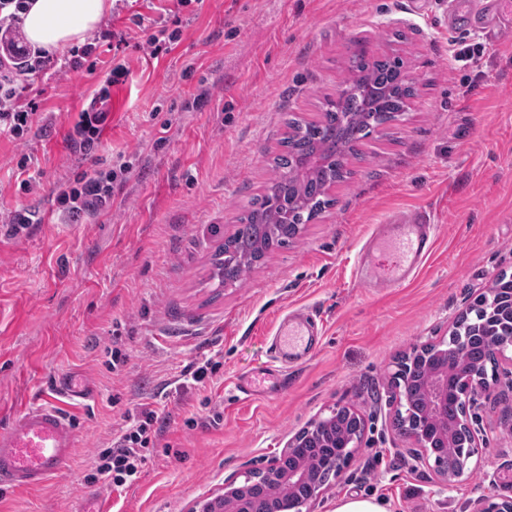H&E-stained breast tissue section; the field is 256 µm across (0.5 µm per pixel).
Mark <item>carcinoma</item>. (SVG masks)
I'll use <instances>...</instances> for the list:
<instances>
[{
  "mask_svg": "<svg viewBox=\"0 0 512 512\" xmlns=\"http://www.w3.org/2000/svg\"><path fill=\"white\" fill-rule=\"evenodd\" d=\"M348 72L344 84L349 86V91L338 99H326L319 121L309 122L294 113L288 115L287 132L280 141L282 150L271 159L272 175L264 192L251 199L249 207L238 217V229L213 258L212 279L218 281V286H235L267 253L295 238L300 225L331 207L329 188L350 175L345 167L346 157L357 154L356 144L361 139L400 120L418 93L403 58L394 51L354 52ZM491 290L501 301L500 307L506 308L512 295V279L497 278ZM486 309V304L475 303L462 317V328L471 330L481 323ZM466 357L485 376L488 369L496 367L485 336L471 338ZM406 411L420 424L425 435H431L435 420L426 415L421 400L412 402ZM466 438V432L460 431L448 440V447L442 449L447 466H453ZM335 456V449L318 448L307 440L295 450L292 460L326 477ZM272 495V500L259 499L255 512H279L288 503V486L275 488Z\"/></svg>",
  "mask_w": 512,
  "mask_h": 512,
  "instance_id": "cac0c4a2",
  "label": "carcinoma"
}]
</instances>
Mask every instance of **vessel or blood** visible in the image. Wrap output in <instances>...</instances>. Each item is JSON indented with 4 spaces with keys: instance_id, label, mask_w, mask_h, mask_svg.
Segmentation results:
<instances>
[{
    "instance_id": "vessel-or-blood-1",
    "label": "vessel or blood",
    "mask_w": 512,
    "mask_h": 512,
    "mask_svg": "<svg viewBox=\"0 0 512 512\" xmlns=\"http://www.w3.org/2000/svg\"><path fill=\"white\" fill-rule=\"evenodd\" d=\"M448 21L463 27L497 32L512 31V0H487L482 10L466 9L462 0H450ZM433 225L421 212L395 213L378 225L358 262L359 269L370 270L378 285L395 288L406 282L433 251ZM316 346L307 326L283 319L272 346L279 361L302 360ZM52 399L26 408L0 433V487L20 490L42 484L60 472L77 443L73 419L60 408V397L85 401L89 390L61 377L52 388Z\"/></svg>"
}]
</instances>
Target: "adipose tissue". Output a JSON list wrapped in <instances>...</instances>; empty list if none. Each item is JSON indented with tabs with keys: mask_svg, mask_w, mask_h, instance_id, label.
<instances>
[{
	"mask_svg": "<svg viewBox=\"0 0 512 512\" xmlns=\"http://www.w3.org/2000/svg\"><path fill=\"white\" fill-rule=\"evenodd\" d=\"M109 0H28L22 26L33 46L65 51L105 19Z\"/></svg>",
	"mask_w": 512,
	"mask_h": 512,
	"instance_id": "obj_1",
	"label": "adipose tissue"
}]
</instances>
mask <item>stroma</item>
<instances>
[{
  "mask_svg": "<svg viewBox=\"0 0 512 512\" xmlns=\"http://www.w3.org/2000/svg\"><path fill=\"white\" fill-rule=\"evenodd\" d=\"M177 32L150 57L101 43L94 70L34 77L49 126L0 139V214L24 208L37 222L12 238L0 228V430L67 373L91 401L63 400L76 421L74 454L41 486L0 490V512H195L224 480L265 467L310 422L346 405L366 419L353 455L310 512L344 498H372L387 512H473L512 496V365L497 364L475 390L467 418L477 467L454 487L409 453L395 423L391 377L401 357L446 339L453 321L503 273L512 275V34L448 28V0H112L105 27L139 36ZM417 77L409 112L379 129L330 189L336 203L303 225L233 288L210 277L215 251L271 175L295 112L316 119L335 94L354 41L387 48L395 31ZM480 46L449 64L452 47ZM109 119L82 155L68 134L113 68ZM211 92L196 108L198 89ZM36 179L21 188L16 163ZM125 158L132 170L99 215L72 220L61 182ZM422 211L435 224L433 255L396 288L355 279L375 224ZM317 316L320 344L298 364L270 357L281 319ZM126 356L112 368V349ZM222 360L206 386H184L190 362ZM269 371L282 384L245 395L242 375ZM167 417L139 479L121 491L93 480V458L138 404Z\"/></svg>",
  "mask_w": 512,
  "mask_h": 512,
  "instance_id": "35a3bbf8",
  "label": "stroma"
}]
</instances>
